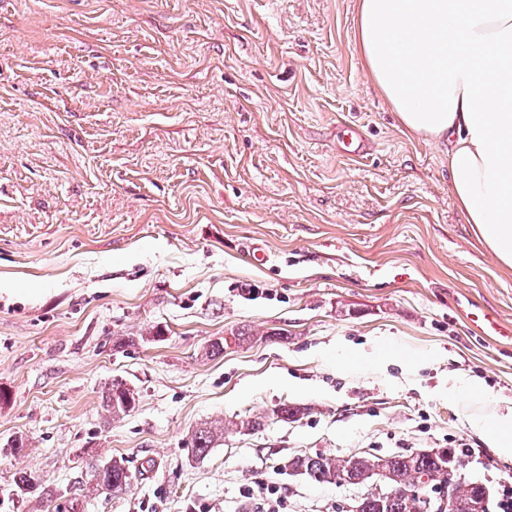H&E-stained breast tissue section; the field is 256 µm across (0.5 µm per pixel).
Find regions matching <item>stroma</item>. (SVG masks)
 <instances>
[{
    "label": "stroma",
    "mask_w": 512,
    "mask_h": 512,
    "mask_svg": "<svg viewBox=\"0 0 512 512\" xmlns=\"http://www.w3.org/2000/svg\"><path fill=\"white\" fill-rule=\"evenodd\" d=\"M358 11L0 0V512H55L120 457L130 487L79 512H255L257 481L287 512H336L365 487L283 460L461 443L498 512L512 454L473 421L512 411V269L457 208L447 143L373 83ZM344 121L369 156H342ZM116 380L139 395L120 419ZM283 403L307 412L272 419ZM210 423L224 436L195 456ZM25 471L46 494L14 495ZM122 382H113L112 387L108 388L104 403L113 417L126 416L135 407V397L132 394V400L128 402L129 388Z\"/></svg>",
    "instance_id": "obj_1"
}]
</instances>
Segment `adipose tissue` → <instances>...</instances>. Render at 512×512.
Instances as JSON below:
<instances>
[{"instance_id":"obj_1","label":"adipose tissue","mask_w":512,"mask_h":512,"mask_svg":"<svg viewBox=\"0 0 512 512\" xmlns=\"http://www.w3.org/2000/svg\"><path fill=\"white\" fill-rule=\"evenodd\" d=\"M355 47L402 127L449 142L453 198L512 269V0H360Z\"/></svg>"}]
</instances>
